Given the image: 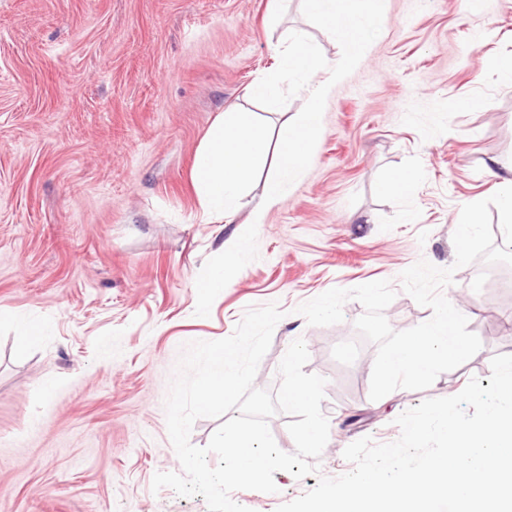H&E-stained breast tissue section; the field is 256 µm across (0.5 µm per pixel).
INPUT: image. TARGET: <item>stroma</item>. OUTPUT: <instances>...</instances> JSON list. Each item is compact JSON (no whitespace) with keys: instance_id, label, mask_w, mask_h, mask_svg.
Listing matches in <instances>:
<instances>
[{"instance_id":"stroma-1","label":"stroma","mask_w":512,"mask_h":512,"mask_svg":"<svg viewBox=\"0 0 512 512\" xmlns=\"http://www.w3.org/2000/svg\"><path fill=\"white\" fill-rule=\"evenodd\" d=\"M0 0V512H208L202 496L153 491L181 472L165 401L182 345L230 336L251 306L284 316L255 387L276 390L279 363L303 339L306 372L327 381L329 440L317 473L274 475L276 492H233L250 512L350 472L352 442L400 436L396 418L428 398L488 379L512 354V300L480 283L482 262L457 269L447 299L481 349L427 389L369 397L377 351L343 307L342 322L308 325L296 309L338 287L390 281L394 330L431 318L402 291L419 260L447 268L463 205L497 192L491 161L512 163V0H385L380 35L327 97L310 168L258 227L257 260L195 314L196 279L218 247L192 183L196 150L219 113L270 125L294 119L249 87L273 72L275 45L301 32L327 61L339 44L284 0ZM413 171L409 195L384 192ZM46 327L27 344L17 328Z\"/></svg>"}]
</instances>
